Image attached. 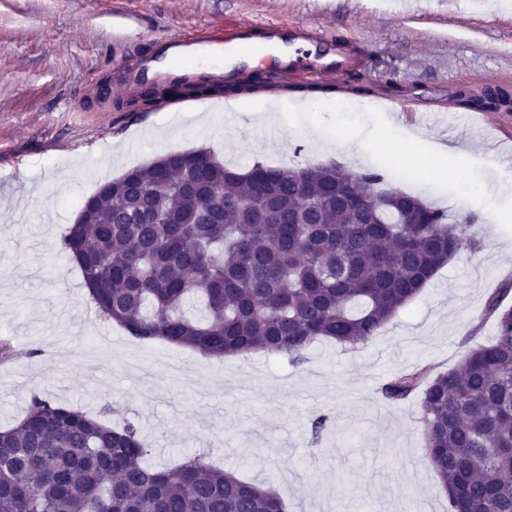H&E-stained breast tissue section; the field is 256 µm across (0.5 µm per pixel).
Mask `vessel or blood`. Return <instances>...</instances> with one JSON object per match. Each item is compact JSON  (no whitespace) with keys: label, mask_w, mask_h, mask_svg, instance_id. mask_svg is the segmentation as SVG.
Wrapping results in <instances>:
<instances>
[{"label":"vessel or blood","mask_w":512,"mask_h":512,"mask_svg":"<svg viewBox=\"0 0 512 512\" xmlns=\"http://www.w3.org/2000/svg\"><path fill=\"white\" fill-rule=\"evenodd\" d=\"M213 53L224 54L233 60L235 68L252 64L264 58L266 67L311 74L340 76L349 68V57L344 46L334 51L323 48V34L314 27L268 28L263 43H256L252 30L240 27L226 39L210 43Z\"/></svg>","instance_id":"vessel-or-blood-1"}]
</instances>
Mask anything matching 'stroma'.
Returning <instances> with one entry per match:
<instances>
[{"mask_svg":"<svg viewBox=\"0 0 512 512\" xmlns=\"http://www.w3.org/2000/svg\"><path fill=\"white\" fill-rule=\"evenodd\" d=\"M269 24L350 37L369 93L358 95L347 75L210 73L226 86L259 83L236 96L234 130L219 106L172 114L87 101L107 73L115 99L145 82L200 76L174 64L148 74L171 37ZM491 83L512 85V0H0V339L13 353L0 361V428L16 424L37 395L136 424L152 448L149 465L197 454L273 487L288 512H448L420 401H385L378 388L414 366L452 368L463 345L496 334L484 309L489 289L512 280V196L492 201L477 186L512 167V112L479 118L452 101L460 85ZM270 97L286 106L278 145L247 135ZM358 100L368 111H347ZM339 120L371 140L370 161L319 152L296 132ZM431 143L447 148L448 161L432 188L418 191L403 165ZM197 148L242 168L379 170L386 186L418 192L457 219L463 246L357 348L324 340L296 365L284 354L214 359L158 342L142 369L125 367L143 342L97 316L59 241L100 173L115 179ZM489 154L499 167L484 165ZM320 415L327 422L315 442L310 423Z\"/></svg>","mask_w":512,"mask_h":512,"instance_id":"stroma-1","label":"stroma"}]
</instances>
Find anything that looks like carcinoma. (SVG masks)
<instances>
[{
    "label": "carcinoma",
    "mask_w": 512,
    "mask_h": 512,
    "mask_svg": "<svg viewBox=\"0 0 512 512\" xmlns=\"http://www.w3.org/2000/svg\"><path fill=\"white\" fill-rule=\"evenodd\" d=\"M472 110L512 104L481 89ZM102 184L61 236L98 316L133 338L206 356L264 350L295 362L322 339L365 344L458 253L448 213L383 176L334 164L247 169L205 149L170 152ZM512 282L488 293L495 339L444 372L395 374L387 400L418 397L449 512H512ZM200 299L204 321L185 305ZM139 427L113 428L33 398L0 431V512H288L270 486L189 458L144 464Z\"/></svg>",
    "instance_id": "cac0c4a2"
}]
</instances>
